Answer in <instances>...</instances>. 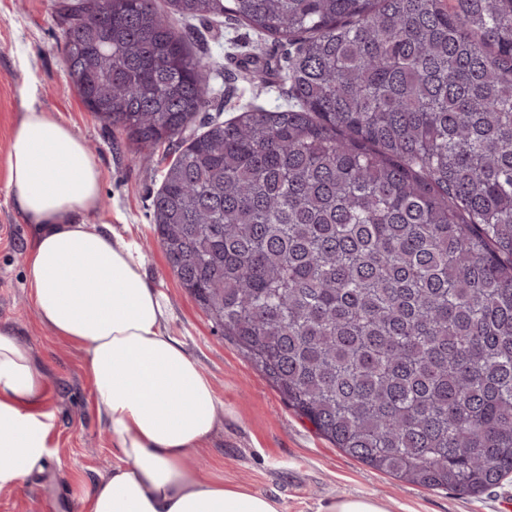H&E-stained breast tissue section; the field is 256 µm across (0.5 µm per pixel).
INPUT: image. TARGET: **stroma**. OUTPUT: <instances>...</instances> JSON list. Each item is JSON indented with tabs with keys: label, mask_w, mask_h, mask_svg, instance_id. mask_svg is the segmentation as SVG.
I'll return each mask as SVG.
<instances>
[{
	"label": "stroma",
	"mask_w": 512,
	"mask_h": 512,
	"mask_svg": "<svg viewBox=\"0 0 512 512\" xmlns=\"http://www.w3.org/2000/svg\"><path fill=\"white\" fill-rule=\"evenodd\" d=\"M58 0H0V327L14 330L42 365L44 411L54 418L50 456L20 489L0 491V512H92L89 491L117 463L84 352L43 324L33 307L25 266L36 227L24 223L7 189L12 130L35 108L65 121L102 172L100 214L113 236L129 243L167 309L166 333L210 379L221 417L212 441L193 457L203 478L240 483L279 501L284 512H326L345 496L383 499L389 512H512V478L479 498L429 490L370 469L315 433L213 324L172 272L152 221L160 171L173 150L152 165L89 112L63 62ZM207 65L209 117L228 120L253 103L274 111L288 102L284 48L225 18L175 20ZM268 59L267 84L251 81L240 61Z\"/></svg>",
	"instance_id": "1"
}]
</instances>
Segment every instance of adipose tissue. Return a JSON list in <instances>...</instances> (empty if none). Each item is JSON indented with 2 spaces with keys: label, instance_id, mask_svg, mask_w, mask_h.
Returning a JSON list of instances; mask_svg holds the SVG:
<instances>
[{
  "label": "adipose tissue",
  "instance_id": "adipose-tissue-1",
  "mask_svg": "<svg viewBox=\"0 0 512 512\" xmlns=\"http://www.w3.org/2000/svg\"><path fill=\"white\" fill-rule=\"evenodd\" d=\"M102 171L52 113L24 112L11 139L7 187L39 232L26 280L41 322L79 343L120 461L90 489L92 512H283L189 465L219 418L211 382L165 332L161 295L132 247L100 224ZM46 376L29 347L0 328V490L23 486L50 455Z\"/></svg>",
  "mask_w": 512,
  "mask_h": 512
}]
</instances>
